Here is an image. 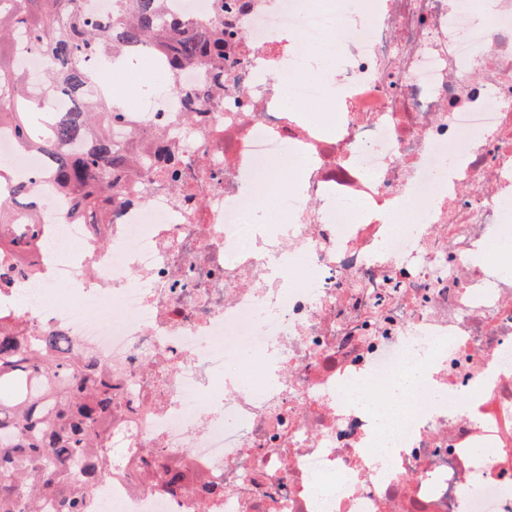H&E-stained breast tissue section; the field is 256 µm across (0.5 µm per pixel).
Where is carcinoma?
<instances>
[{
	"mask_svg": "<svg viewBox=\"0 0 512 512\" xmlns=\"http://www.w3.org/2000/svg\"><path fill=\"white\" fill-rule=\"evenodd\" d=\"M80 0H0V130L47 158L53 187L72 210L106 223L122 201L116 181L156 165L150 138L140 132L118 145L112 127L125 113L119 103L88 95L94 75L87 62L118 44H145L168 72L206 65L224 80V16L205 26L164 17L163 0H112V19L101 20ZM51 67L32 83L15 68L16 34ZM73 107L57 112L59 93ZM32 188L18 184L0 195V224H14ZM34 229L15 224L0 237L24 256ZM112 377L69 337L50 332L32 341L0 324V512H85L112 473ZM189 478L180 463L161 465L156 484L180 486Z\"/></svg>",
	"mask_w": 512,
	"mask_h": 512,
	"instance_id": "1",
	"label": "carcinoma"
}]
</instances>
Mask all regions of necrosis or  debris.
<instances>
[{
  "mask_svg": "<svg viewBox=\"0 0 512 512\" xmlns=\"http://www.w3.org/2000/svg\"><path fill=\"white\" fill-rule=\"evenodd\" d=\"M165 0L223 13L245 83L101 59L130 128L179 158L130 176L109 223L69 218L44 156L0 133L33 183L36 274L0 289L24 336L61 328L112 369V476L93 512H512V0ZM322 118L300 111L297 100ZM292 168L279 223L269 171ZM417 371L394 425L376 398ZM187 455L206 482L156 488Z\"/></svg>",
  "mask_w": 512,
  "mask_h": 512,
  "instance_id": "4bbe7bcc",
  "label": "necrosis or debris"
}]
</instances>
